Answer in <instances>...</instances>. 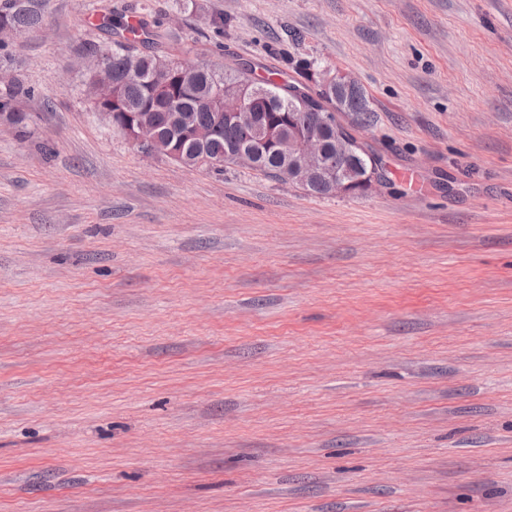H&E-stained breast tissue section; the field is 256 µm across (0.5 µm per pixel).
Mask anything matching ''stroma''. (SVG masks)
Listing matches in <instances>:
<instances>
[{"instance_id": "stroma-1", "label": "stroma", "mask_w": 512, "mask_h": 512, "mask_svg": "<svg viewBox=\"0 0 512 512\" xmlns=\"http://www.w3.org/2000/svg\"><path fill=\"white\" fill-rule=\"evenodd\" d=\"M182 2L43 0L9 42L0 512H512V0ZM105 8L353 77L386 184L142 154L69 67ZM33 94V89L26 87L20 78L13 77L8 91L0 95V113L5 112L0 114V126L15 129L14 116H10L9 112H19L15 105L17 99L30 97Z\"/></svg>"}]
</instances>
